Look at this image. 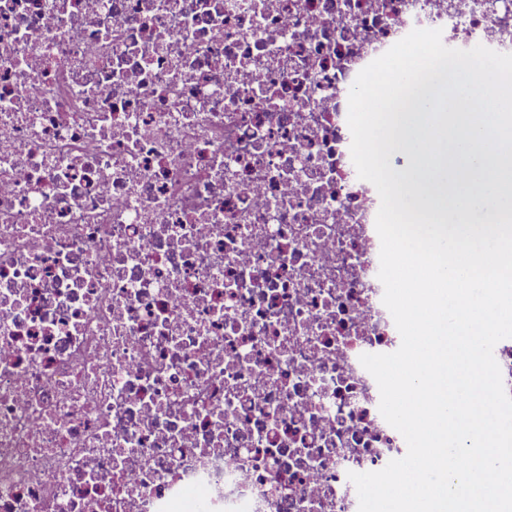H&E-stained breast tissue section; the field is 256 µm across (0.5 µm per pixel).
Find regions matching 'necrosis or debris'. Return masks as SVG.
<instances>
[{
	"instance_id": "1",
	"label": "necrosis or debris",
	"mask_w": 512,
	"mask_h": 512,
	"mask_svg": "<svg viewBox=\"0 0 512 512\" xmlns=\"http://www.w3.org/2000/svg\"><path fill=\"white\" fill-rule=\"evenodd\" d=\"M512 0H0V512H358L407 452L347 122Z\"/></svg>"
}]
</instances>
